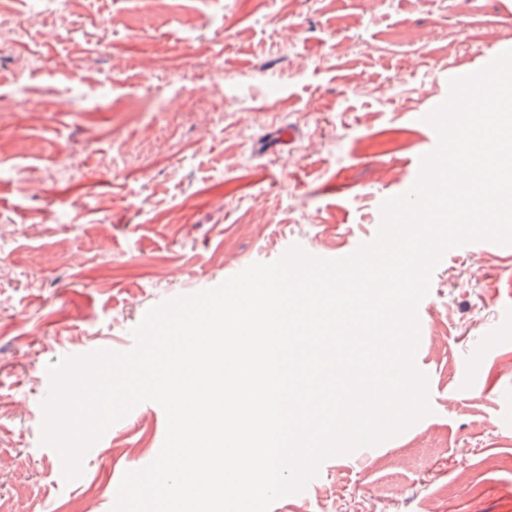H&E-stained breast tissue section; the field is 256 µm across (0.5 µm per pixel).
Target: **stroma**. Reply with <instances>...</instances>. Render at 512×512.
<instances>
[{
  "label": "stroma",
  "mask_w": 512,
  "mask_h": 512,
  "mask_svg": "<svg viewBox=\"0 0 512 512\" xmlns=\"http://www.w3.org/2000/svg\"><path fill=\"white\" fill-rule=\"evenodd\" d=\"M508 50L512 0H0V512H111L164 443L140 403L62 483L48 365L131 351L150 308L289 245L375 236L438 144L418 113ZM510 307L512 245L447 250L417 307L432 412L271 512H512V335L477 345Z\"/></svg>",
  "instance_id": "obj_1"
}]
</instances>
